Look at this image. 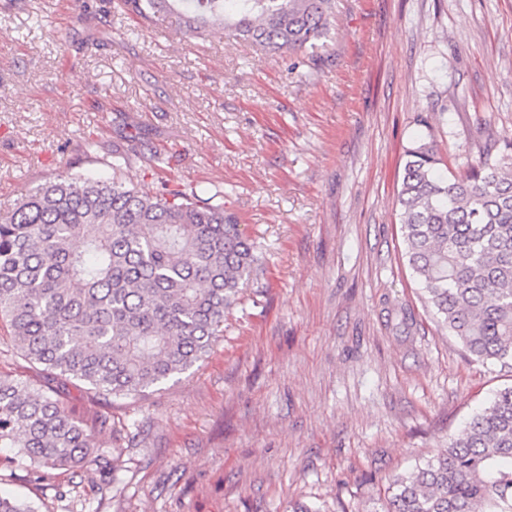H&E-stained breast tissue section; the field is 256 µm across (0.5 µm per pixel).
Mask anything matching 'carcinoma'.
Listing matches in <instances>:
<instances>
[{
  "mask_svg": "<svg viewBox=\"0 0 512 512\" xmlns=\"http://www.w3.org/2000/svg\"><path fill=\"white\" fill-rule=\"evenodd\" d=\"M147 22L180 12L204 38L230 29L283 57L328 37L333 0H116ZM397 203L405 256L448 335L512 362V155L445 175L433 146L405 151ZM58 174L0 217V320L17 355L53 379L135 397L202 361L262 262L207 189L148 194L117 176ZM0 448L47 473L82 468L93 429L43 390L0 378ZM381 512H512V386L432 458L391 480Z\"/></svg>",
  "mask_w": 512,
  "mask_h": 512,
  "instance_id": "carcinoma-1",
  "label": "carcinoma"
}]
</instances>
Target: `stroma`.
<instances>
[{"label":"stroma","instance_id":"stroma-1","mask_svg":"<svg viewBox=\"0 0 512 512\" xmlns=\"http://www.w3.org/2000/svg\"><path fill=\"white\" fill-rule=\"evenodd\" d=\"M419 140L455 173L503 154L512 0H335L329 37L286 60L176 14L0 0V215L58 173L107 174L118 148L146 192H222L265 248L204 361L136 398L69 381L92 462L40 480L0 450V494L35 512H380L393 475L512 384L465 356L408 267L396 197ZM0 376L48 385L2 323Z\"/></svg>","mask_w":512,"mask_h":512}]
</instances>
